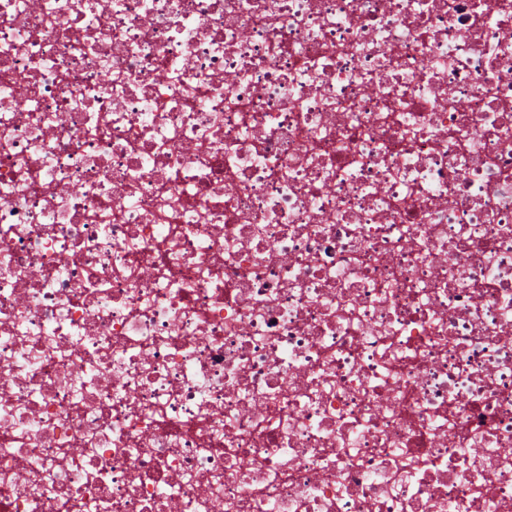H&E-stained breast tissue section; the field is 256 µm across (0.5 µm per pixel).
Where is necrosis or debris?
I'll return each instance as SVG.
<instances>
[{
    "label": "necrosis or debris",
    "instance_id": "obj_1",
    "mask_svg": "<svg viewBox=\"0 0 512 512\" xmlns=\"http://www.w3.org/2000/svg\"><path fill=\"white\" fill-rule=\"evenodd\" d=\"M0 512H512V0H0Z\"/></svg>",
    "mask_w": 512,
    "mask_h": 512
}]
</instances>
